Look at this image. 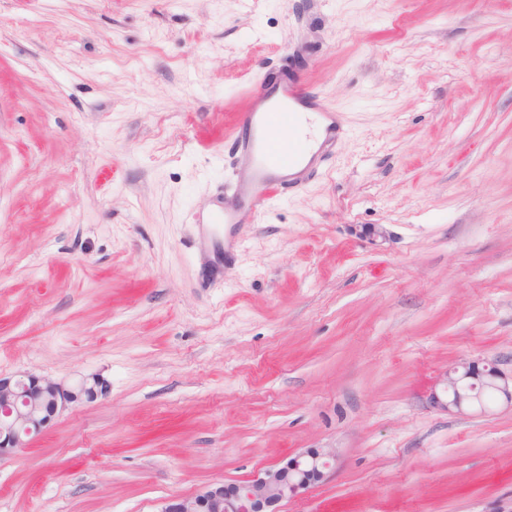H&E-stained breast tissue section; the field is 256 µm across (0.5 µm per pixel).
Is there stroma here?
Listing matches in <instances>:
<instances>
[{"instance_id":"obj_1","label":"stroma","mask_w":512,"mask_h":512,"mask_svg":"<svg viewBox=\"0 0 512 512\" xmlns=\"http://www.w3.org/2000/svg\"><path fill=\"white\" fill-rule=\"evenodd\" d=\"M291 75L331 159L202 227ZM466 361L512 372V0H0V375L107 385L0 457V512H160L308 448L284 512H494L512 405L428 403Z\"/></svg>"}]
</instances>
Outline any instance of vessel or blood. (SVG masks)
Listing matches in <instances>:
<instances>
[{
    "mask_svg": "<svg viewBox=\"0 0 512 512\" xmlns=\"http://www.w3.org/2000/svg\"><path fill=\"white\" fill-rule=\"evenodd\" d=\"M237 123L249 132L241 158L251 178L236 188L233 204L216 213L222 224L259 218L279 187L292 181V169L313 170L324 157L328 145L316 141L315 129L325 126L332 136L342 129L335 110L312 96L298 76L287 79L276 93H258L253 108L240 113ZM303 125L309 126V133L288 139L280 135L283 128Z\"/></svg>",
    "mask_w": 512,
    "mask_h": 512,
    "instance_id": "1",
    "label": "vessel or blood"
}]
</instances>
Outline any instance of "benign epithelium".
<instances>
[{"label":"benign epithelium","instance_id":"obj_1","mask_svg":"<svg viewBox=\"0 0 512 512\" xmlns=\"http://www.w3.org/2000/svg\"><path fill=\"white\" fill-rule=\"evenodd\" d=\"M441 383V392L430 393L429 405L444 412H468L485 389L512 403V376L495 362L451 367ZM104 395V383L93 375L73 384L30 374L0 377V457L27 447L69 407ZM335 458L331 448H308L248 480L172 498L160 512H282L284 504L327 478Z\"/></svg>","mask_w":512,"mask_h":512}]
</instances>
